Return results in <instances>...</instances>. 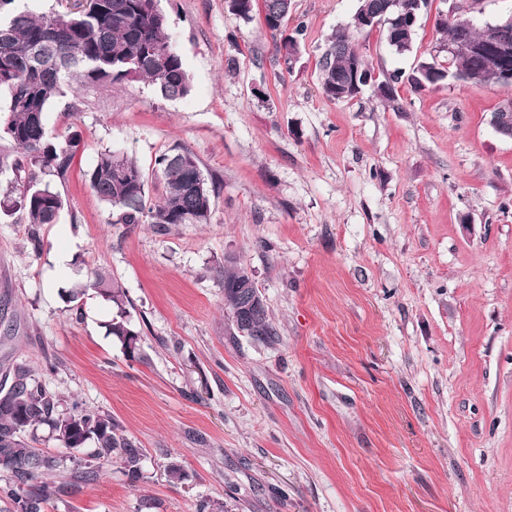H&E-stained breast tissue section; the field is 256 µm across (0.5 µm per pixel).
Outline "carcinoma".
I'll return each mask as SVG.
<instances>
[{"mask_svg":"<svg viewBox=\"0 0 512 512\" xmlns=\"http://www.w3.org/2000/svg\"><path fill=\"white\" fill-rule=\"evenodd\" d=\"M15 0H0V92L7 105L0 108V134L12 143L17 157L0 155V175H14L17 197L12 207L22 211L29 224H53L62 208L61 196L42 176L65 178L79 146L75 136L59 139L48 134L44 122L47 108L64 96L66 87L77 82L83 89L114 83L143 82L165 99L186 97L191 82L180 53L168 33V20L158 7L144 8V0H74L73 5L35 15L10 8ZM230 11L250 21L255 0H228ZM292 0H261L265 27L282 35L277 53L285 63L300 52L301 27L287 33ZM452 43L461 37L474 42L484 32L469 18L454 16L436 22ZM355 43L346 31H338L320 63V89L327 98L339 95L336 81L344 77L354 57ZM484 61L476 55L448 56V65L436 56L419 63L408 77L416 89L436 85L448 77L464 79L479 72ZM199 168L187 149L173 147L154 160V170L163 183L161 196L148 195L143 169L126 154L106 150L88 172L94 193L112 208L113 223L208 224L213 193L206 182L192 185L191 173ZM248 269L233 261L224 265V300L229 319L237 325L239 314L249 302V289L241 287ZM94 288L112 302L115 315L106 324L108 335L121 344L124 353L136 358L129 340L138 336L129 320L125 288L115 278L99 274L92 282H78L65 291L68 302H76ZM277 336L268 309L249 320L247 337L269 341ZM59 399L18 367L14 383L0 395V512L25 495L32 512L64 492L66 482L55 478L68 474L91 479L101 464L118 458L129 479L141 476L142 449L119 433L111 416L85 409L71 402L58 412ZM76 417L92 434V453L82 455L80 437L65 432L63 418ZM46 427L62 453H46L34 446L38 431Z\"/></svg>","mask_w":512,"mask_h":512,"instance_id":"carcinoma-1","label":"carcinoma"}]
</instances>
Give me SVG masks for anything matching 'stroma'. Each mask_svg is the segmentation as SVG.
<instances>
[{
    "instance_id": "1",
    "label": "stroma",
    "mask_w": 512,
    "mask_h": 512,
    "mask_svg": "<svg viewBox=\"0 0 512 512\" xmlns=\"http://www.w3.org/2000/svg\"><path fill=\"white\" fill-rule=\"evenodd\" d=\"M292 4L304 26L292 67L227 0H160L188 96L116 83L45 114L80 149L50 181L56 223L0 211V372L25 367L143 450L138 482L115 460L46 512H197L203 499L227 512H512V138L490 124L512 87L405 81L392 107L369 89L328 99L319 63L358 0ZM451 4L431 0L409 52L376 29L353 40L378 74L406 77L440 47ZM175 146L215 192L210 223H114L83 170L125 153L156 199L154 159ZM228 254L275 342L233 331ZM97 271L126 290L138 359L108 336L105 297L88 291L76 309L61 297Z\"/></svg>"
}]
</instances>
